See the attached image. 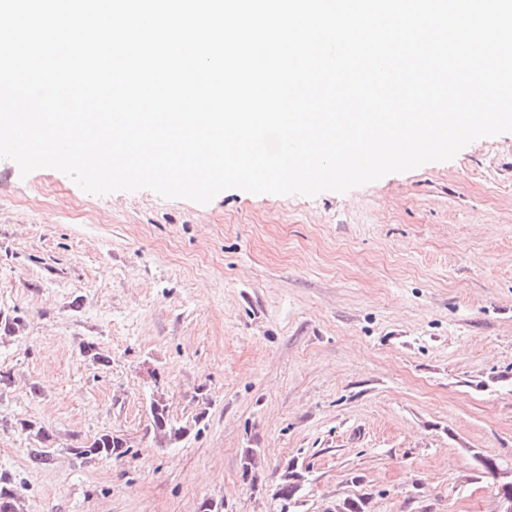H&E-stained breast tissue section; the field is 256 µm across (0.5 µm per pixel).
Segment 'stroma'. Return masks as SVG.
I'll return each mask as SVG.
<instances>
[{
  "instance_id": "1",
  "label": "stroma",
  "mask_w": 512,
  "mask_h": 512,
  "mask_svg": "<svg viewBox=\"0 0 512 512\" xmlns=\"http://www.w3.org/2000/svg\"><path fill=\"white\" fill-rule=\"evenodd\" d=\"M0 312L24 320L0 337V470L26 512H270L290 463V512H498L475 457L512 468V132L343 194L205 205L0 159ZM158 392L189 428L169 447ZM103 430L124 457L71 454ZM150 425L153 436L160 444H176L187 434L189 429L178 424L170 415L169 406L161 401L151 400L149 406ZM18 430L25 434L27 438L36 441L40 448H30V459L38 465H48L51 463V455L42 448H49L52 443V435L43 426L28 419H22L18 422ZM304 481L305 475L297 468L294 471L285 469L273 489L272 499L275 494H281L285 498L291 499L292 504L295 503Z\"/></svg>"
}]
</instances>
